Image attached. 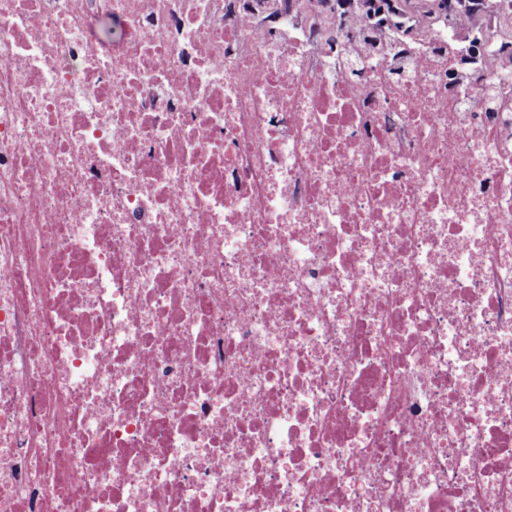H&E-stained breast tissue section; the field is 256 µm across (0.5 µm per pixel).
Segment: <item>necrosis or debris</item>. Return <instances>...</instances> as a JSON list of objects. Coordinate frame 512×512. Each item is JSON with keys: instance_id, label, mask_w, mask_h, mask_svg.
<instances>
[{"instance_id": "obj_1", "label": "necrosis or debris", "mask_w": 512, "mask_h": 512, "mask_svg": "<svg viewBox=\"0 0 512 512\" xmlns=\"http://www.w3.org/2000/svg\"><path fill=\"white\" fill-rule=\"evenodd\" d=\"M479 36L0 0V512H512Z\"/></svg>"}]
</instances>
